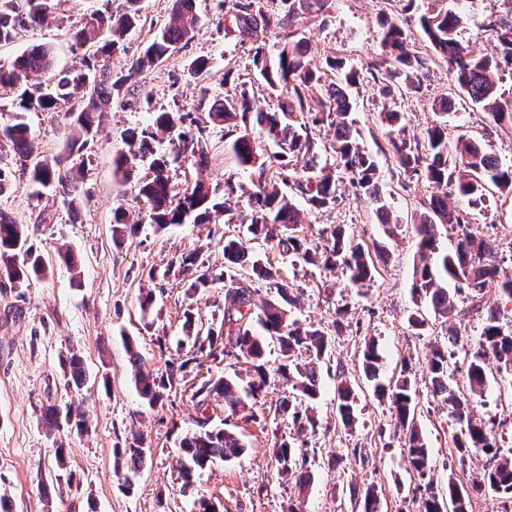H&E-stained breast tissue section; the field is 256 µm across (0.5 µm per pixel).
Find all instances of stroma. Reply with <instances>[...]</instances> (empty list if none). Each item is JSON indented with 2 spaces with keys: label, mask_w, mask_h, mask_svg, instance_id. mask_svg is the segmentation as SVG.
<instances>
[{
  "label": "stroma",
  "mask_w": 512,
  "mask_h": 512,
  "mask_svg": "<svg viewBox=\"0 0 512 512\" xmlns=\"http://www.w3.org/2000/svg\"><path fill=\"white\" fill-rule=\"evenodd\" d=\"M104 1L67 0L64 10L51 15L43 26L21 31L14 42L0 43V65H10L31 45L47 43L58 67L81 66L92 50L74 45L71 28L83 14L102 8ZM172 5L173 0H141V19L126 38L125 53L108 62L112 72L124 71L138 57L167 22ZM402 6V0H328L323 11L300 10L299 22L313 62L322 70L310 95H325L336 80L326 67L327 59L338 57L359 68L379 52L380 19ZM455 6L470 17L466 39L478 53L493 54L495 43L482 26L498 11L497 0H456ZM196 10L201 24L193 39L161 65L144 70L137 87L103 114L95 142L84 153L87 173L79 187V219H72L58 189L35 194L13 153L0 152V168L11 173L7 191L0 194V211L25 226L47 269L46 276L22 289L0 277V497L11 512H197L194 502L201 497L217 503L221 512H286L291 505L302 512H355L358 497L371 487L379 494L381 512H419L420 479L403 462V435L390 402L374 392L362 372L361 350L368 339L376 341L384 358L381 382L403 372L412 380L416 422L433 450L439 490H446L452 480L471 486L481 479L488 458L475 450L466 464H459L451 443L454 421L447 406L433 397L424 372L428 344L442 341L446 325L429 318L419 336L408 325L418 250L413 225L439 190L426 179L406 184L394 174L386 129L379 118L382 100L371 79L365 78L352 90L354 115L363 144L378 165L377 187L400 224L398 233L386 237L371 201L347 182L334 208L311 209L299 194L294 202L303 213V231L314 243H321L322 230L338 225L365 249L388 251L373 285L360 288L342 271L292 264L262 242L252 251L254 258L275 266L281 278L302 293L295 318L314 323L328 338L320 394L314 402L319 426L305 447L311 482L303 489L296 475L281 477L276 472V441L289 433L288 420L277 410L289 388L278 379L263 398L249 400L238 413L225 412L223 402L211 403L208 413L213 423H227L241 435L247 450L234 461L218 460L197 471L193 487L183 488L179 442L196 429L195 392L225 371L224 364L196 355L192 342L184 338L183 323L190 313L203 327L219 325L224 285L218 282L188 293L191 276L179 261L195 252L206 265L223 267L225 240L245 234L236 214L248 207L251 176L225 151L223 129L209 127L205 157L189 156L174 163L173 182L183 190L198 180L220 186L230 179L241 190L231 196L230 212L212 215L206 224H182L159 234L149 223L148 205L137 198L134 185L116 184L112 159L125 149V130L150 124L154 111L180 110L202 119L209 101L242 89L268 101L269 88L253 67L252 57L259 43L270 56L278 49L273 33H265L258 43L232 32L230 21L216 23L212 0H196ZM201 58L209 61L210 71L199 77L192 66ZM455 95L445 67L436 63L430 65L420 92L404 91L395 100L405 114L408 132L416 134L433 120V101ZM25 121L35 158L64 155L69 116L29 112ZM463 134L512 165V130L490 122L479 108L457 101L448 115V140L456 142ZM119 199L127 210L129 229L117 245L112 241V207ZM470 221L497 241L500 273L512 276V198H491L484 209L472 211ZM67 250L81 269L80 283H73L61 258ZM149 293L155 303L145 312L140 301ZM340 305L346 313L339 331L334 321ZM131 345L141 357L143 372L158 376L169 365H182L180 385L162 404L151 407L140 397L135 387L137 369L127 354ZM73 354L81 358L86 372L80 386L68 382V359ZM487 369L485 402L476 406L475 414L495 422L501 445L512 448V374L499 371L492 357ZM340 377L350 380L358 396L357 422L350 428L343 426L336 411ZM54 404L85 411L86 430L49 431L43 411ZM251 412L256 420H248ZM137 438L147 450V461L128 492L121 487L115 451ZM335 455L340 465L328 467V458Z\"/></svg>",
  "instance_id": "1"
}]
</instances>
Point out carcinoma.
<instances>
[{"label":"carcinoma","mask_w":512,"mask_h":512,"mask_svg":"<svg viewBox=\"0 0 512 512\" xmlns=\"http://www.w3.org/2000/svg\"><path fill=\"white\" fill-rule=\"evenodd\" d=\"M296 0H218L219 10L232 15L237 31L242 36L254 37L259 30H280L283 42L276 57L269 59L263 48H256L253 64L259 75L276 95L277 107L266 108L262 102L242 90L234 96L214 100L208 110L210 123L226 128L224 148L234 157L238 166L253 173L249 210L239 214L240 223L246 225L249 238L224 241V268L216 270L198 262V254L182 258L181 266L195 269L188 290L206 288L217 280H224V293L220 307L224 318L217 328H209L206 336L193 333L194 319L187 315L185 335H193L197 352L214 361L244 359L250 365L246 383L235 373H226L201 385L196 391L200 409L210 399L224 401V410L236 413L246 406L245 400H257L270 386L272 374L288 382V397L280 403L282 412L294 428V435L281 441L274 460L277 474H298L300 487H306L309 474L302 472L306 458L296 438L315 433L319 422L314 415L313 403L320 393L319 365L327 354L325 333L311 324L293 317L300 297L297 289L286 283H277V297L258 304L250 282L241 277L239 268L248 264L252 271L265 280L278 278L273 266H265L249 259V243L260 240L275 243L279 252L305 266L334 271L346 269L352 284L363 287L379 274L377 264L381 255L371 256L359 244L349 240L345 231L335 227L330 241L314 245L302 234L300 210L272 180V162L258 153L257 137L264 136L278 148L273 158L281 162L278 174L281 183H292L294 189L308 196L314 209L332 208L341 198L338 184L341 180L320 166L315 144L304 131L306 124L296 123L295 115L307 114L314 123L327 122L336 130L337 167L349 177L350 185L370 198L376 205L384 234L391 238L398 231L389 206L383 202L376 186L377 165L361 146L352 104L347 88L359 83L360 72L341 60L327 62L336 70L338 80L329 86L325 96L312 97L305 90L320 82V70L311 66V46L298 32ZM141 0H124L119 13L112 6L95 10L83 16L72 29L76 45L96 48L105 60L126 50V36L140 21ZM61 0H0V42L14 40L20 31L42 26L60 8ZM415 22L424 33L431 49L448 68V78L459 95L486 112L491 122L512 128V92L499 87L504 72L512 74V0H499V11L488 18L486 30L496 41V53L480 55L470 43L461 40L468 28V15L448 8L446 0H428L427 8L418 16L397 15L382 22V50L366 62L365 71L388 98L394 87L417 91L422 86L424 71L429 69V58L415 51L410 44L407 25ZM200 22L196 0H176L169 21L144 47L141 55L127 72L112 74L105 64H82V67L60 69L55 65L51 47L35 46L4 67L0 66V89L16 91L12 107L16 111L14 122L0 128V141L20 162L21 170L38 187L58 186L66 195L74 216L80 215L79 183L85 176L84 151L95 141L97 123L101 113L108 111L112 100L122 95L126 86L136 83L145 67L163 63L183 42L194 37ZM31 73L47 78L50 90L27 88ZM454 102L443 98L433 111L437 120L420 133L411 135L403 124L404 114L397 106L383 107L387 123L388 153L400 176L413 180L424 177L428 181L451 190L463 206L448 208L447 197H434L425 205L414 231L418 237L419 263L415 265L412 294L415 309L408 316V324L421 330L426 320L418 309L428 303L434 316L445 323L451 322L455 312L453 296L448 282L464 288L474 307L485 311L483 327L475 350L470 354L464 384L453 381L449 373L450 360L457 351L465 349L462 336L448 327V341L431 346L427 358L426 375L432 395L448 406L455 420L452 441L459 459H464L474 448L490 457L482 480L473 489L501 495L512 501V455L500 452L494 422L486 423L473 414L475 405L485 402L487 374L485 357L491 353L499 362L498 369L512 373V316L503 312L504 305L512 303V277L500 282L498 299H485L484 290L489 280L498 277L499 248L496 241L481 234L470 224L468 210L482 208L489 200L492 189L504 192L512 188V166L505 165L488 153L477 140L462 137L454 150L448 149L447 117ZM72 118L67 155L51 161L30 163L32 150L30 128L22 120L24 112H60ZM206 128L199 125L188 112L161 111L153 123L135 127L124 135L127 150L113 159V177L119 184L136 182L138 197L149 205L148 220L160 233L171 226L189 221L204 224L211 212L224 208L216 189L197 182L190 189L178 191L170 176L171 161L186 153L191 156L205 154L203 143ZM167 134L177 142L174 156L153 151L151 142ZM148 176L138 177L140 169ZM123 203L112 211V240L119 244L125 238L128 223ZM457 228L455 248L444 249L439 227ZM5 267L9 279L17 288L29 285L33 278L46 272L40 256L28 244L24 225L0 212V267ZM277 340L285 362L269 367L266 359L265 337ZM382 356L374 340L363 350V372L372 381L380 375ZM182 367H172L159 377L139 373L135 377L137 389L148 405L156 406L165 394L181 384ZM388 397L397 422L405 430L404 457L410 469L426 480L422 485L423 512H468L470 492L453 479H448L447 497L435 491L431 472L432 449L429 448L416 423V407L412 382L399 377L388 389ZM336 410L344 426L355 423L357 397L353 385L338 379L336 384ZM45 419L51 429L66 425L77 430L86 429L85 415L58 405L46 407ZM199 431L185 437L180 446L183 457L180 473L187 485L192 484V473L203 469L216 459L231 462L246 451L239 435L224 427L211 424V417L197 420ZM126 460V469L137 473L144 466L147 455L137 443L119 449Z\"/></svg>","instance_id":"1"}]
</instances>
